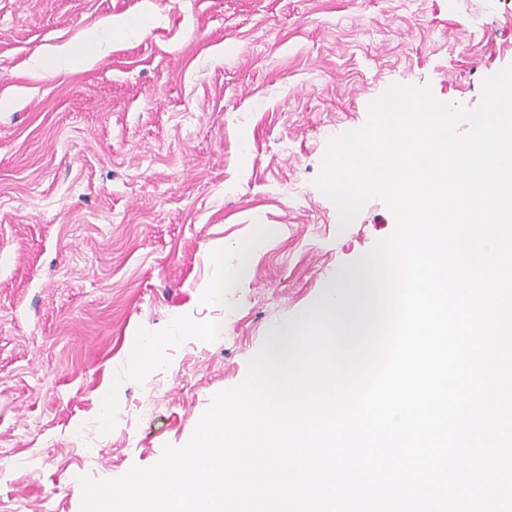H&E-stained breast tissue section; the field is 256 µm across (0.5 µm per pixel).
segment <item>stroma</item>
Wrapping results in <instances>:
<instances>
[{
  "mask_svg": "<svg viewBox=\"0 0 512 512\" xmlns=\"http://www.w3.org/2000/svg\"><path fill=\"white\" fill-rule=\"evenodd\" d=\"M63 50L92 59L32 76ZM510 64L512 0H0V512H80L75 473L185 445L395 228L378 199L340 228L314 183L330 139L391 85L474 107ZM137 336L166 338L152 364ZM236 255L240 260V264L231 272L234 274V283L240 287L244 284L248 276V258L254 251L253 240H244L238 242L235 247Z\"/></svg>",
  "mask_w": 512,
  "mask_h": 512,
  "instance_id": "1",
  "label": "stroma"
}]
</instances>
